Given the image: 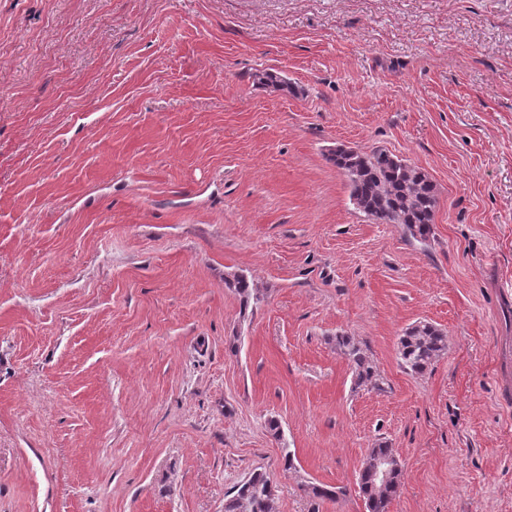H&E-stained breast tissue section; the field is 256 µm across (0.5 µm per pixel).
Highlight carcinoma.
Returning <instances> with one entry per match:
<instances>
[{
    "label": "carcinoma",
    "instance_id": "cac0c4a2",
    "mask_svg": "<svg viewBox=\"0 0 512 512\" xmlns=\"http://www.w3.org/2000/svg\"><path fill=\"white\" fill-rule=\"evenodd\" d=\"M329 161L346 175L356 209L378 224H401L414 240L427 241L437 194L426 173L383 149L365 152L338 147L331 152ZM336 346L350 362L355 387H379L377 371L358 342L338 334ZM447 351L446 332L428 321L406 328L397 345L401 367L415 375L427 371ZM359 486L367 512H388L401 491L402 470L395 469L391 481L383 485L366 466L359 473ZM273 496L269 476L255 470L233 487L224 500V512H272Z\"/></svg>",
    "mask_w": 512,
    "mask_h": 512
}]
</instances>
